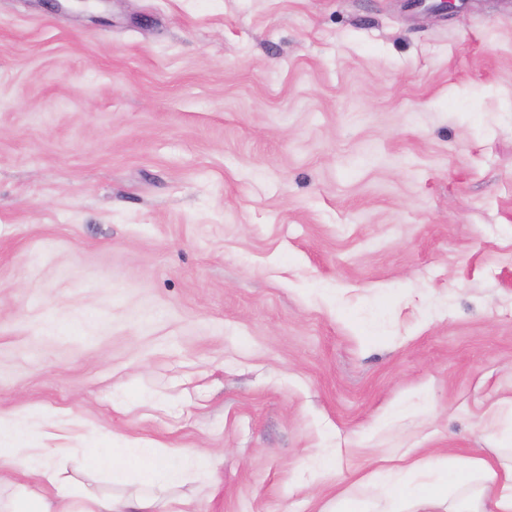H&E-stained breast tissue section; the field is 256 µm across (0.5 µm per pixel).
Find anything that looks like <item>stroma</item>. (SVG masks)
Returning a JSON list of instances; mask_svg holds the SVG:
<instances>
[{"mask_svg": "<svg viewBox=\"0 0 512 512\" xmlns=\"http://www.w3.org/2000/svg\"><path fill=\"white\" fill-rule=\"evenodd\" d=\"M0 0V412L320 512L512 414V0ZM336 452V470L314 467Z\"/></svg>", "mask_w": 512, "mask_h": 512, "instance_id": "1", "label": "stroma"}]
</instances>
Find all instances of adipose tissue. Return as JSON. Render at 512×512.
Masks as SVG:
<instances>
[{
    "label": "adipose tissue",
    "instance_id": "1",
    "mask_svg": "<svg viewBox=\"0 0 512 512\" xmlns=\"http://www.w3.org/2000/svg\"><path fill=\"white\" fill-rule=\"evenodd\" d=\"M52 448H33L23 439L19 419L0 413V465L35 476L41 493L18 491L0 512H158L167 506L166 489L179 485L183 466L164 462L157 449L125 448L120 452L89 449L94 469L113 483L137 472L145 490L125 496L83 493L82 506L72 510L74 486L62 478ZM373 499L345 493L328 512H512V462L501 455L458 458L421 452L403 465L378 468L368 478Z\"/></svg>",
    "mask_w": 512,
    "mask_h": 512
}]
</instances>
